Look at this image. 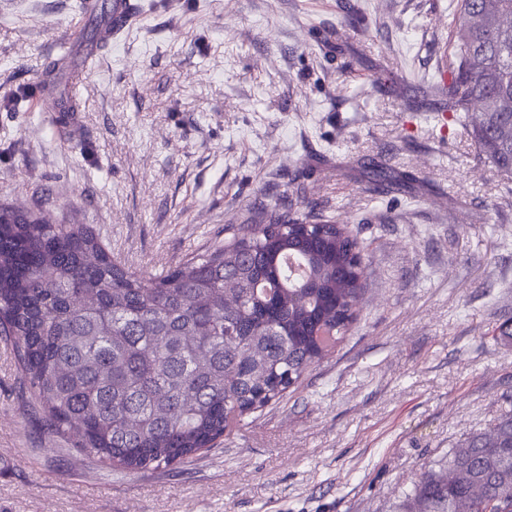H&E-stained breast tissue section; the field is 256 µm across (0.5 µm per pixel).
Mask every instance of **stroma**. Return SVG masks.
<instances>
[{"label":"stroma","instance_id":"1","mask_svg":"<svg viewBox=\"0 0 512 512\" xmlns=\"http://www.w3.org/2000/svg\"><path fill=\"white\" fill-rule=\"evenodd\" d=\"M60 128L81 0H0V204L88 225L144 278L272 207L364 241L354 320L188 462L123 471L51 430L0 336V512H407L424 470L512 414V174L437 119L452 0H140ZM414 177L387 191L370 164Z\"/></svg>","mask_w":512,"mask_h":512}]
</instances>
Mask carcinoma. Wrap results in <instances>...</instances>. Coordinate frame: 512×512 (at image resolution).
I'll list each match as a JSON object with an SVG mask.
<instances>
[{"label": "carcinoma", "instance_id": "cac0c4a2", "mask_svg": "<svg viewBox=\"0 0 512 512\" xmlns=\"http://www.w3.org/2000/svg\"><path fill=\"white\" fill-rule=\"evenodd\" d=\"M512 0H454L448 111L483 119L480 155L512 172ZM364 246L328 220L259 224L144 282L93 231L43 224L0 205V335L46 423L75 447L125 470L183 463L245 415L284 396L353 321ZM299 256V288L279 285L283 256ZM238 288L224 310L225 283ZM81 297L76 308L72 299ZM335 331L331 341L320 333ZM512 415L429 470L410 500L418 512H501L512 502Z\"/></svg>", "mask_w": 512, "mask_h": 512}]
</instances>
